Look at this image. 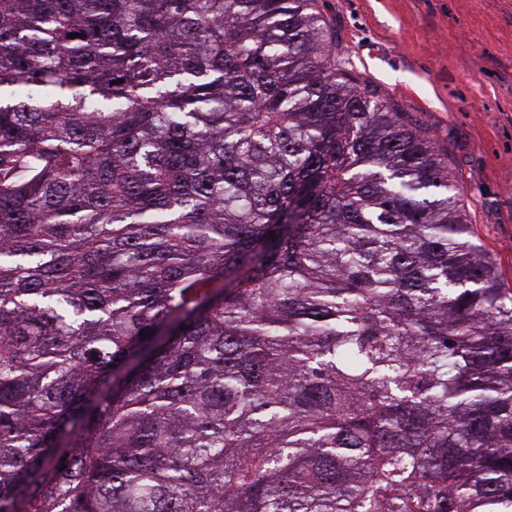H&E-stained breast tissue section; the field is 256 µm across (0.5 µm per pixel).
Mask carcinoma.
<instances>
[{
    "instance_id": "obj_1",
    "label": "carcinoma",
    "mask_w": 512,
    "mask_h": 512,
    "mask_svg": "<svg viewBox=\"0 0 512 512\" xmlns=\"http://www.w3.org/2000/svg\"><path fill=\"white\" fill-rule=\"evenodd\" d=\"M335 46L0 0V512H512V289Z\"/></svg>"
}]
</instances>
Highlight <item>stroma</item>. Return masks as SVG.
<instances>
[{
    "label": "stroma",
    "mask_w": 512,
    "mask_h": 512,
    "mask_svg": "<svg viewBox=\"0 0 512 512\" xmlns=\"http://www.w3.org/2000/svg\"><path fill=\"white\" fill-rule=\"evenodd\" d=\"M358 87L448 163L476 243L512 289V0H318Z\"/></svg>",
    "instance_id": "obj_1"
}]
</instances>
